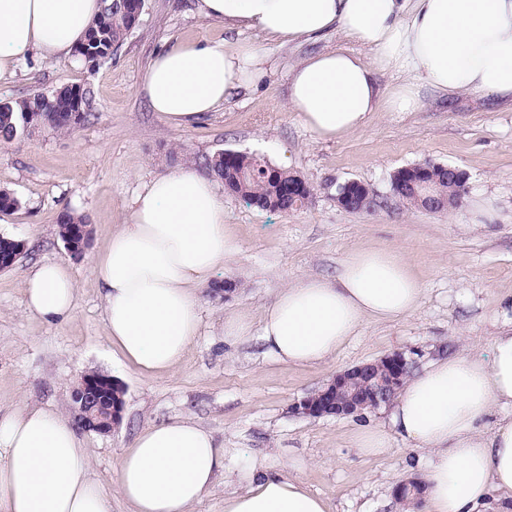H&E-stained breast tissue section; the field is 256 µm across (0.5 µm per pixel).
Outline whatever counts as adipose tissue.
<instances>
[{
    "instance_id": "obj_1",
    "label": "adipose tissue",
    "mask_w": 512,
    "mask_h": 512,
    "mask_svg": "<svg viewBox=\"0 0 512 512\" xmlns=\"http://www.w3.org/2000/svg\"><path fill=\"white\" fill-rule=\"evenodd\" d=\"M100 0H0V81L26 54L66 57L100 12ZM207 19L282 45L338 31L344 44L289 72L288 104L319 141L363 131L379 112L420 111L427 98L463 92L512 105V0H199ZM253 44L180 43L148 65L142 91L164 121L185 125L215 111L265 71ZM394 79L384 87L382 76ZM239 251L212 178L174 169L144 182L124 224L91 273L119 363L155 377L183 361L200 326L199 292ZM422 288L402 253L359 248L334 278L310 276L283 289L260 321L224 319V337L258 334L267 353L292 366L321 363L368 322H394L419 305ZM76 286L70 265L45 261L24 279L26 314L69 322ZM512 327L489 355L450 356L414 373L397 396L391 431L360 429L354 443L376 455L399 437L428 451L426 512H512ZM225 447L188 418L143 429L115 472L129 512H193L223 479L224 512H331L285 468H232ZM0 512H111L92 475L90 451L62 416L23 405L0 416Z\"/></svg>"
}]
</instances>
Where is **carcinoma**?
I'll return each mask as SVG.
<instances>
[{
	"label": "carcinoma",
	"instance_id": "obj_1",
	"mask_svg": "<svg viewBox=\"0 0 512 512\" xmlns=\"http://www.w3.org/2000/svg\"><path fill=\"white\" fill-rule=\"evenodd\" d=\"M100 14L94 20L83 42L75 49L76 57L106 61L116 55L136 28L142 8L140 0H101ZM96 112L94 89L89 84H63L49 93L37 92L20 100H0V143L9 144L26 129V118L36 114L41 125L58 131H70L85 123ZM262 163L256 162V155L237 152L225 160L212 156L210 172L224 184L234 187V194L247 203L262 209L264 203L283 196L288 180L293 172L279 169V177L268 179ZM432 177L438 185L441 199L452 208L458 204L465 186L448 189L446 172L442 166L433 167ZM61 239L72 245L75 255L83 253L90 235L89 218L86 215L74 216L63 210L57 220Z\"/></svg>",
	"mask_w": 512,
	"mask_h": 512
}]
</instances>
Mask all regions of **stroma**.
Instances as JSON below:
<instances>
[{
	"mask_svg": "<svg viewBox=\"0 0 512 512\" xmlns=\"http://www.w3.org/2000/svg\"><path fill=\"white\" fill-rule=\"evenodd\" d=\"M146 3L139 26L111 60L92 68L73 57L49 60L31 52L14 77L0 81V100L64 83L92 84L97 99L94 118L70 132L41 127L0 144V191L19 201L0 212V236L25 244L21 258L0 271V412L25 402L71 421V393L82 374L97 371L117 381L124 389L119 426L107 434L82 433L112 512H127L114 485L124 448L143 428L184 417L225 447L268 464L303 461L300 478L333 512H402L393 490L417 476L425 451L395 438L387 454L367 457L353 442L359 426L387 425L390 406L341 419L306 418L293 406L336 372L395 350L413 357L419 370L445 356L488 354L496 331L512 322V108L462 93L450 102L426 100L407 115L380 112L362 132L317 141L288 105V72L341 42L334 31L314 41L264 44L269 65L261 81L217 111L176 126L150 109L143 74L158 51L175 43L223 41L224 26L203 17L197 0ZM222 150L264 156L298 173L313 194L287 214L225 194L224 221L240 250L220 277L235 282L234 291L202 290L200 333L171 374L146 378L133 367L117 368L90 266L124 223L143 182L177 163L206 173V159ZM425 161L467 172L466 193L451 211L430 212L393 195L392 173ZM352 179L375 191L379 207L338 206L337 185ZM477 203L494 208V221L475 223ZM65 208L91 222L78 258L58 233L56 217ZM356 248L402 251L423 288L414 313L364 325L340 353L312 366L277 362L254 335L225 341V315H258L298 280L335 276ZM46 260L73 269L76 310L63 326H47L24 311L25 273Z\"/></svg>",
	"mask_w": 512,
	"mask_h": 512,
	"instance_id": "1",
	"label": "stroma"
}]
</instances>
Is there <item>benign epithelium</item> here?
Returning <instances> with one entry per match:
<instances>
[{
	"mask_svg": "<svg viewBox=\"0 0 512 512\" xmlns=\"http://www.w3.org/2000/svg\"><path fill=\"white\" fill-rule=\"evenodd\" d=\"M347 189H337L336 201L350 208L353 191L363 187L356 180L345 182ZM311 186L301 177L288 184V197L306 202L312 196ZM413 359L402 351H394L374 361L336 372L323 387L306 395L295 411L307 417L358 416L363 410H375L390 403L402 388ZM112 379L99 372L81 376L73 391V404L78 423L97 433H108L122 419L123 405L112 403Z\"/></svg>",
	"mask_w": 512,
	"mask_h": 512,
	"instance_id": "7a95c632",
	"label": "benign epithelium"
}]
</instances>
